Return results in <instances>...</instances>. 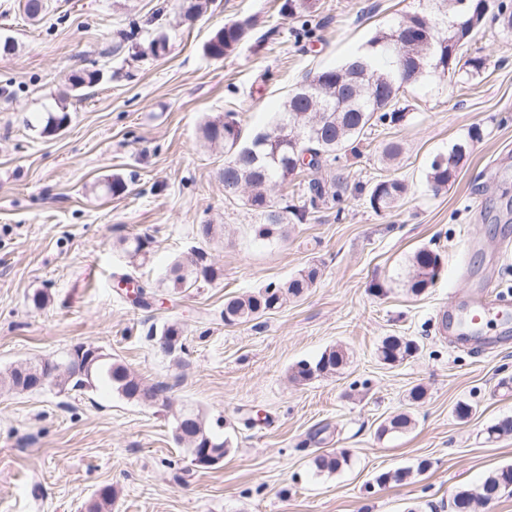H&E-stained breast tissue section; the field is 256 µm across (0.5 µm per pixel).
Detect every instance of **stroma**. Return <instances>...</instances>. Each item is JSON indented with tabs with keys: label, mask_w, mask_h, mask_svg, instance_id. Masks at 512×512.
Returning a JSON list of instances; mask_svg holds the SVG:
<instances>
[{
	"label": "stroma",
	"mask_w": 512,
	"mask_h": 512,
	"mask_svg": "<svg viewBox=\"0 0 512 512\" xmlns=\"http://www.w3.org/2000/svg\"><path fill=\"white\" fill-rule=\"evenodd\" d=\"M191 0H45L28 19L23 0H0V373L20 362L60 358L90 343L171 399L221 421L231 444L210 469L192 467L158 409L100 389L0 388V512H83L103 488L112 512H450L453 494L477 489L512 464V435L487 430L512 417V321H495L483 350L451 341L437 316L475 289L512 297V39L476 35L486 66L471 78L423 82L401 98L406 119L388 136L404 152L381 160V135L348 156L350 184L405 181L390 213L375 214L348 192L344 212L328 205L269 243L254 233L243 196L226 197L224 149L202 136L205 120L233 114L242 138L268 128L308 73L339 65L379 29L425 0H315L308 24L284 0H209L195 21ZM249 21L247 37L221 59L213 33ZM144 43L169 39L160 57L116 54L122 30ZM96 71L98 84L69 90L67 78ZM70 119L55 134L48 113ZM481 140L455 181L433 193L431 160L472 124ZM120 180L112 195L102 186ZM204 224L222 226L213 239ZM151 241L131 266L121 238ZM204 248L221 276L168 294L171 259ZM439 253L436 283L421 295L403 285L413 253ZM315 265L320 279L301 298L248 323L225 325L227 298L283 283ZM132 273L149 283L146 305L118 288ZM46 302L34 307V293ZM176 320L186 350L166 354L151 327ZM388 336L416 341L386 365ZM342 347L334 374L297 382L298 361ZM420 386L421 401L409 392ZM472 412L459 418L458 404ZM405 413L411 426L384 432ZM346 455L338 469L317 457ZM404 482L378 484L385 472Z\"/></svg>",
	"instance_id": "stroma-1"
}]
</instances>
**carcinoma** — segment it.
<instances>
[{
    "label": "carcinoma",
    "mask_w": 512,
    "mask_h": 512,
    "mask_svg": "<svg viewBox=\"0 0 512 512\" xmlns=\"http://www.w3.org/2000/svg\"><path fill=\"white\" fill-rule=\"evenodd\" d=\"M434 11L408 13L395 25L380 29L368 41L369 50L351 55L342 65L327 68L306 78L300 86L288 93L283 100L273 126L241 140L237 122L229 116L212 120L202 127L203 138L209 143L224 146L225 193L230 187L245 190L244 205L258 219L254 225L256 237L270 241L285 233V226L303 222L307 211L328 203L339 204L347 188L343 172L338 171L331 181L317 177L307 182V198L299 207H281L272 197V186L283 184L304 171L318 172L327 165L340 162L343 156L357 154L368 133L376 127H391L404 121L405 108L400 106V90L423 79L442 80L448 74L472 76L484 68L482 58L468 53L469 42L485 27L487 22L498 26L501 34L512 35V6L495 5L494 0H433ZM249 23L235 22L218 30L206 44V54L218 58L233 50L247 35ZM168 38L156 34L147 42V51L135 53L142 57L166 52ZM410 54L411 71L405 72L398 65L399 56ZM364 69L358 71L355 62ZM100 79L97 71L72 73L68 83L73 89L91 87ZM69 121L65 111L49 113L43 132L62 129ZM299 124L302 133L299 150L310 152L308 167L299 165V154L282 136V126ZM478 124L472 125L467 137L450 148L448 154L437 156L430 164L426 178L435 192H440L455 181L460 164L469 155V145L482 138ZM366 204L377 214L395 208L406 193L403 180L390 177L376 183L357 186ZM125 252L133 259H146L150 241L136 236L122 240ZM438 253L420 248L410 258L406 280L408 291L414 295L434 285L438 276ZM166 287L179 293L200 283H212L220 277V269L209 261L201 248L174 258L168 268ZM320 270L314 266L301 270L282 284L269 283L255 292L232 297L224 302V324L239 325L258 316L281 308L290 298H297L314 287ZM158 345L168 343L170 352L183 351L185 330L178 322H168L159 328V334L149 335ZM417 351L414 340L402 336L386 337L378 349V357L385 364H395ZM345 352L330 348L313 361H301L292 367V379L307 381L315 376L333 374L346 363ZM33 368L53 371L51 382L62 389L76 392L108 388L129 401L158 407L170 414L173 428L181 430L175 441L188 453H199L208 448L224 457L230 446L229 438L206 426L193 408H172L165 388L149 384L132 373L123 363L102 355L85 374L74 366L71 354L40 364L21 363L0 377V384L17 392H25L24 373ZM512 490V464L494 470L482 483L479 493L461 489L454 495L452 512H474L480 503L496 499ZM115 492L107 487L88 505V512H112Z\"/></svg>",
    "instance_id": "1"
}]
</instances>
